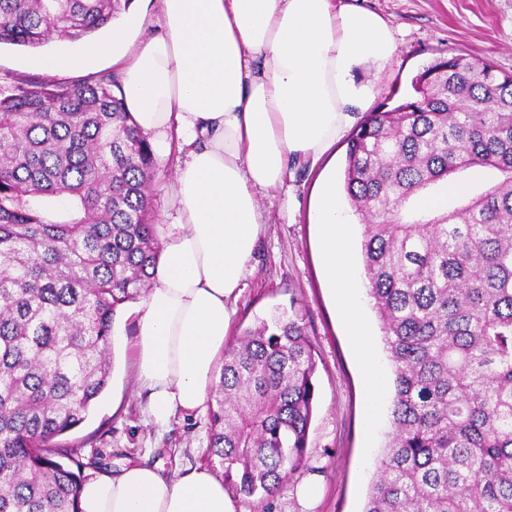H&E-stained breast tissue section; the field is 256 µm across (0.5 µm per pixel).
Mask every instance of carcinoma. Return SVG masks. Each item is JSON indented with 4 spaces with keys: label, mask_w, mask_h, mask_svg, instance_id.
Masks as SVG:
<instances>
[{
    "label": "carcinoma",
    "mask_w": 512,
    "mask_h": 512,
    "mask_svg": "<svg viewBox=\"0 0 512 512\" xmlns=\"http://www.w3.org/2000/svg\"><path fill=\"white\" fill-rule=\"evenodd\" d=\"M128 5L0 0V44L85 40ZM412 86L347 141L343 193L394 374L364 512H512V74L440 57ZM116 87L0 83V512H79L96 461L57 438L106 388L114 313L161 251L153 153ZM316 368L297 314L224 349L206 456L233 495L266 505L299 479Z\"/></svg>",
    "instance_id": "carcinoma-1"
}]
</instances>
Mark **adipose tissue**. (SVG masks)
<instances>
[{"mask_svg":"<svg viewBox=\"0 0 512 512\" xmlns=\"http://www.w3.org/2000/svg\"><path fill=\"white\" fill-rule=\"evenodd\" d=\"M155 21L129 12L80 54L49 57L57 73L107 58L125 107L155 160L174 161L158 268L128 305L132 355L147 413L164 424L206 405L228 342L234 298L266 222L260 201L299 165L316 168L373 102L396 51L388 21L345 0H157ZM139 42H131V32ZM321 267L357 338L371 407L380 371L367 337L350 258L345 208L318 183ZM80 512H235L206 467L171 477L132 463L92 471Z\"/></svg>","mask_w":512,"mask_h":512,"instance_id":"ef3b65f1","label":"adipose tissue"}]
</instances>
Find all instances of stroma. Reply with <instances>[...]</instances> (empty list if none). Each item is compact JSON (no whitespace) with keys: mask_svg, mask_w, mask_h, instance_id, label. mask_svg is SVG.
<instances>
[{"mask_svg":"<svg viewBox=\"0 0 512 512\" xmlns=\"http://www.w3.org/2000/svg\"><path fill=\"white\" fill-rule=\"evenodd\" d=\"M384 16L397 37L396 52L376 86L372 111L395 106L412 93L411 80L435 59L463 56L487 61L499 73H512V0H353ZM82 42H53L39 49L0 45V77L43 78L39 66L49 55L78 54ZM316 180L306 169H293L287 189L264 199L267 222L249 271L234 303L231 336L276 310L296 309L316 349V403L309 429V468L297 489L270 503L271 512H363L376 476V460L391 430L393 369L380 323L365 306L369 341L383 379V400L369 412L364 369L352 330L335 313L332 291L323 280L318 227L308 219ZM300 204L296 216L283 207L286 195ZM132 325L115 314L108 385L85 421L62 436L67 445L95 455L100 470L131 462L160 466L177 475L206 464L208 412L176 413L165 426L155 425L136 387L126 347Z\"/></svg>","mask_w":512,"mask_h":512,"instance_id":"obj_1","label":"stroma"}]
</instances>
